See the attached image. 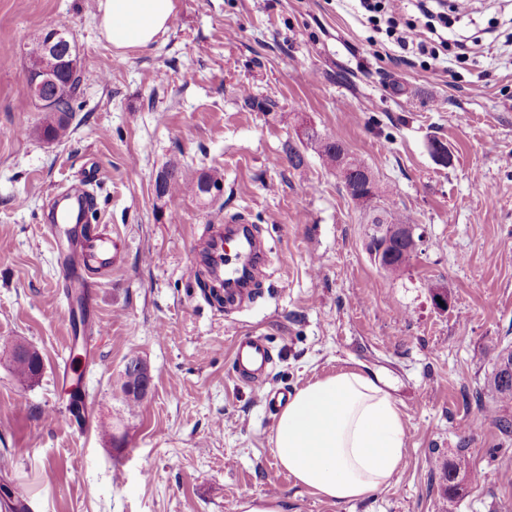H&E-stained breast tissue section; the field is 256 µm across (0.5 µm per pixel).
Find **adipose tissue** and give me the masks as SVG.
I'll use <instances>...</instances> for the list:
<instances>
[{
	"label": "adipose tissue",
	"instance_id": "obj_1",
	"mask_svg": "<svg viewBox=\"0 0 512 512\" xmlns=\"http://www.w3.org/2000/svg\"><path fill=\"white\" fill-rule=\"evenodd\" d=\"M113 49L151 44L167 30L176 0H98ZM405 452V419L381 380L358 369L306 384L279 411L273 453L297 485L335 504L388 486Z\"/></svg>",
	"mask_w": 512,
	"mask_h": 512
}]
</instances>
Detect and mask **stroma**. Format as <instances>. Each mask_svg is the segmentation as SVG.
I'll return each mask as SVG.
<instances>
[{
	"label": "stroma",
	"mask_w": 512,
	"mask_h": 512,
	"mask_svg": "<svg viewBox=\"0 0 512 512\" xmlns=\"http://www.w3.org/2000/svg\"><path fill=\"white\" fill-rule=\"evenodd\" d=\"M62 29L82 62L68 140H46L27 94L42 31ZM436 56L402 50L357 0H177L169 28L116 55L97 0H0V503L33 512H242L276 486L283 512H500L512 502V400L487 396L512 351V0H470ZM276 102L275 111L258 109ZM339 140L372 171L358 204L305 134ZM441 142L447 160L434 153ZM304 155L292 168L283 151ZM216 196L158 197L170 165ZM94 177L93 226L120 236L121 262L85 274L86 346L42 235L52 199ZM390 205L422 243L393 277L369 257L373 209ZM245 215L268 255L251 302L208 301L198 245ZM448 295L437 308L431 291ZM264 336L256 385L237 380L235 339ZM43 370L14 377L5 347ZM150 371L127 406L130 359ZM68 378L59 381V366ZM359 367L390 386L405 453L390 485L335 504L295 484L272 452L263 392H295ZM84 426L65 415L73 383ZM110 428L103 436L102 428ZM466 455L480 481L447 501L444 468ZM29 352V346L22 342L12 346L9 352L12 362L18 360L13 364V373L17 381L23 385L35 380L43 369V361L40 354L36 350H33L31 353ZM27 354L28 356L25 357Z\"/></svg>",
	"instance_id": "35a3bbf8"
}]
</instances>
